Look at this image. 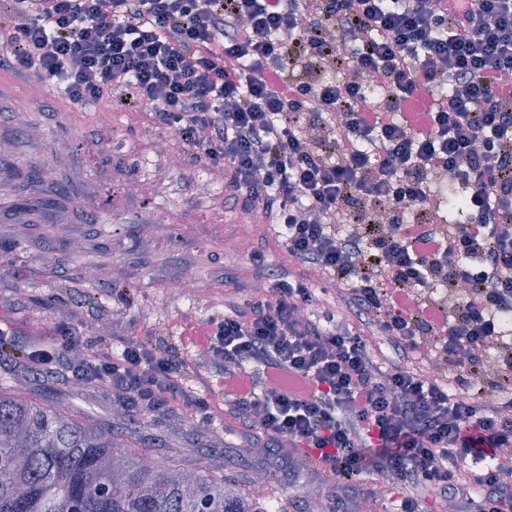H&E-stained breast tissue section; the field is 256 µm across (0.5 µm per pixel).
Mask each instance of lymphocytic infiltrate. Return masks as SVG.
I'll use <instances>...</instances> for the list:
<instances>
[{"instance_id":"f902f5d3","label":"lymphocytic infiltrate","mask_w":512,"mask_h":512,"mask_svg":"<svg viewBox=\"0 0 512 512\" xmlns=\"http://www.w3.org/2000/svg\"><path fill=\"white\" fill-rule=\"evenodd\" d=\"M7 2L0 69L154 113L304 267L202 333L251 447L383 512H512V0ZM58 345L28 370L213 420L176 355Z\"/></svg>"}]
</instances>
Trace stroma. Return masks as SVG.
<instances>
[{
  "label": "stroma",
  "instance_id": "obj_1",
  "mask_svg": "<svg viewBox=\"0 0 512 512\" xmlns=\"http://www.w3.org/2000/svg\"><path fill=\"white\" fill-rule=\"evenodd\" d=\"M30 106L17 115L20 103ZM59 92L0 97V182L22 172L19 200H33L34 223L0 205V328L26 349L69 322L104 336L120 351L130 339L198 356L196 338L223 316L233 287L254 288L257 267L299 273L263 224H247L242 206L224 201V185L203 192L210 171L150 113L111 104L66 111ZM146 184L129 193L130 181ZM248 236L246 252L230 244ZM190 277L192 298L172 288ZM189 387L210 398L215 424L195 421L181 402L131 412L103 385L76 388L59 375L30 376L15 357L0 358V389L67 413L83 426L112 432L122 450H139L159 469L227 477L248 488L265 460L246 453L224 408V377L189 370ZM331 486L294 460L268 483L283 512H301Z\"/></svg>",
  "mask_w": 512,
  "mask_h": 512
}]
</instances>
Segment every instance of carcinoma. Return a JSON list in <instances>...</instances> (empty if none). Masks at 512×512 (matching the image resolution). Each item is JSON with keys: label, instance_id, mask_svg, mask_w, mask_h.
Segmentation results:
<instances>
[{"label": "carcinoma", "instance_id": "carcinoma-1", "mask_svg": "<svg viewBox=\"0 0 512 512\" xmlns=\"http://www.w3.org/2000/svg\"><path fill=\"white\" fill-rule=\"evenodd\" d=\"M227 480L157 470L57 411L0 390V512H270Z\"/></svg>", "mask_w": 512, "mask_h": 512}]
</instances>
